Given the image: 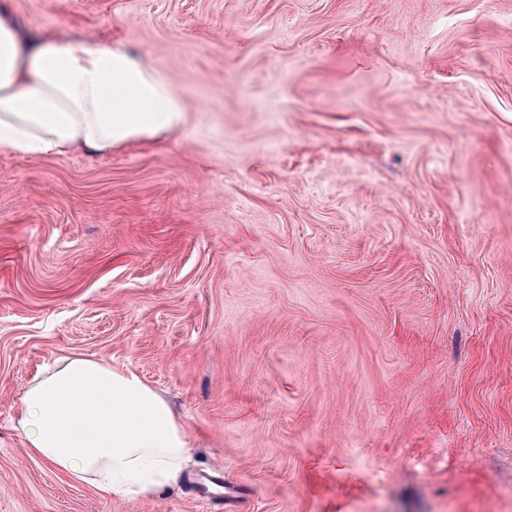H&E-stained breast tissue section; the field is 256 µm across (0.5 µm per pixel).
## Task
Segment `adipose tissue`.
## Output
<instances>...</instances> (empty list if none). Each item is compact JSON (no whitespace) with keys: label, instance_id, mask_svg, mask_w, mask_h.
I'll list each match as a JSON object with an SVG mask.
<instances>
[{"label":"adipose tissue","instance_id":"ef3b65f1","mask_svg":"<svg viewBox=\"0 0 512 512\" xmlns=\"http://www.w3.org/2000/svg\"><path fill=\"white\" fill-rule=\"evenodd\" d=\"M184 123L179 95L142 56L37 36L0 13V151L108 152ZM13 426L29 456L99 496L152 497L179 481L189 457L166 399L129 368L92 357L38 370Z\"/></svg>","mask_w":512,"mask_h":512}]
</instances>
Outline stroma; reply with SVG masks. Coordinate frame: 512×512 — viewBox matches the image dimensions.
<instances>
[{
    "mask_svg": "<svg viewBox=\"0 0 512 512\" xmlns=\"http://www.w3.org/2000/svg\"><path fill=\"white\" fill-rule=\"evenodd\" d=\"M137 51L156 141L0 152V512H512V0H0ZM87 355L180 415V483L29 456L23 388Z\"/></svg>",
    "mask_w": 512,
    "mask_h": 512,
    "instance_id": "obj_1",
    "label": "stroma"
}]
</instances>
